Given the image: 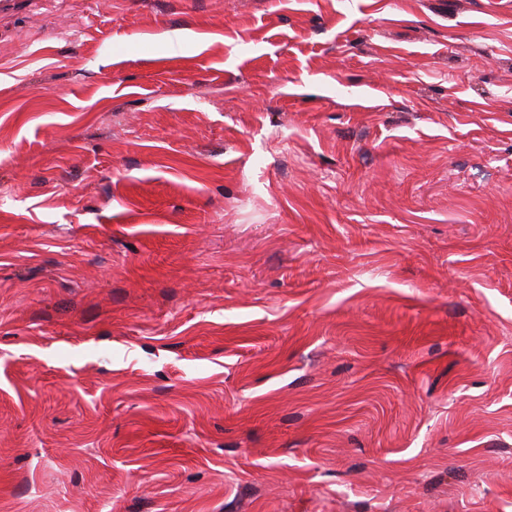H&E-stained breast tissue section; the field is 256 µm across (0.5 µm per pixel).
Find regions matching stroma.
Segmentation results:
<instances>
[{
  "mask_svg": "<svg viewBox=\"0 0 512 512\" xmlns=\"http://www.w3.org/2000/svg\"><path fill=\"white\" fill-rule=\"evenodd\" d=\"M0 512H512V0L0 13Z\"/></svg>",
  "mask_w": 512,
  "mask_h": 512,
  "instance_id": "stroma-1",
  "label": "stroma"
}]
</instances>
